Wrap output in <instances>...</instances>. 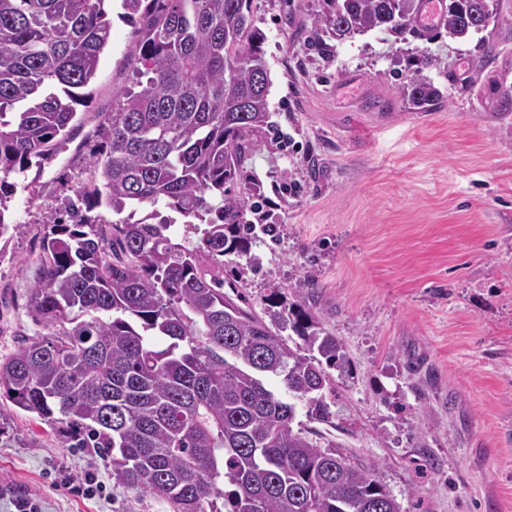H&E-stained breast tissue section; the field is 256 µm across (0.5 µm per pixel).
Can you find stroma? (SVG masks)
I'll return each mask as SVG.
<instances>
[{
  "label": "stroma",
  "mask_w": 512,
  "mask_h": 512,
  "mask_svg": "<svg viewBox=\"0 0 512 512\" xmlns=\"http://www.w3.org/2000/svg\"><path fill=\"white\" fill-rule=\"evenodd\" d=\"M324 0H253L265 32L271 127L246 164L270 202L275 237L225 262L256 309L319 285L317 315L350 361L334 371L328 423L298 412L294 428L375 464L402 512H512V114L494 88L512 86V0L468 39L429 41L371 31L313 43ZM111 35L78 106L79 124L10 202L0 247V360L36 324L29 292L43 221L86 177L101 113L135 68L137 24L107 0ZM492 46L478 66L480 44ZM430 78L444 108L412 111L398 93ZM324 167L307 173L309 155ZM91 459L57 430L0 408V482L38 493L42 512H174L163 498L113 486L99 502L52 487Z\"/></svg>",
  "instance_id": "35a3bbf8"
}]
</instances>
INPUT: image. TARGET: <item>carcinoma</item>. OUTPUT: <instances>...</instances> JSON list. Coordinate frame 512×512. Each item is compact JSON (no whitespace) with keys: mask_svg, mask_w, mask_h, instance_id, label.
Listing matches in <instances>:
<instances>
[{"mask_svg":"<svg viewBox=\"0 0 512 512\" xmlns=\"http://www.w3.org/2000/svg\"><path fill=\"white\" fill-rule=\"evenodd\" d=\"M103 2L0 0V240L17 178L53 158L85 104L76 90L110 36ZM124 8L140 26L136 88L104 114L75 198L43 221L29 294L43 330L0 361V389L30 418L69 426V447L107 449L118 485L174 512H401L375 466L293 430L298 403L330 421V370L347 366L316 303L275 291L264 316L224 277V258L256 243L247 214L263 197L244 175L253 133L270 124L252 0ZM417 10L416 0H327L314 43L375 30L420 40ZM495 14L496 0H449L443 28L465 38ZM400 93L419 112L444 103L425 77ZM103 205L126 218L91 216ZM179 219L201 234L196 246L176 242Z\"/></svg>","mask_w":512,"mask_h":512,"instance_id":"1","label":"carcinoma"}]
</instances>
